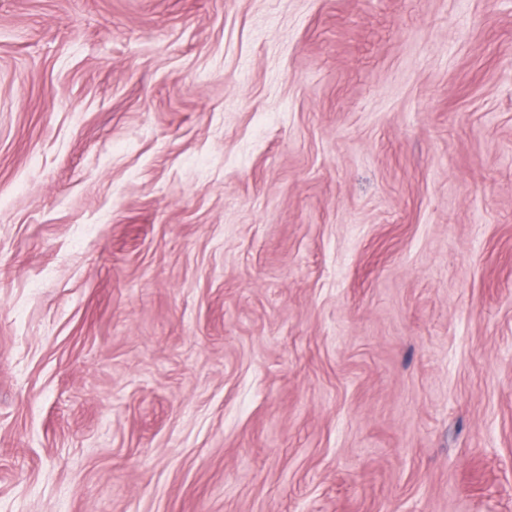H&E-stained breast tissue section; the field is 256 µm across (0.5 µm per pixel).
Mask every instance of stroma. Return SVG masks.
Instances as JSON below:
<instances>
[{
    "label": "stroma",
    "mask_w": 512,
    "mask_h": 512,
    "mask_svg": "<svg viewBox=\"0 0 512 512\" xmlns=\"http://www.w3.org/2000/svg\"><path fill=\"white\" fill-rule=\"evenodd\" d=\"M0 512H512V0H0Z\"/></svg>",
    "instance_id": "obj_1"
}]
</instances>
